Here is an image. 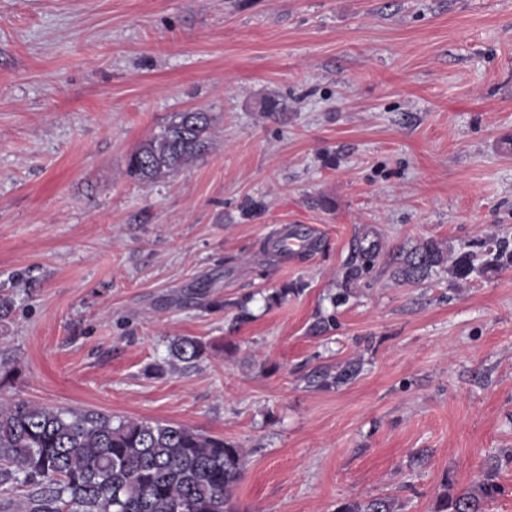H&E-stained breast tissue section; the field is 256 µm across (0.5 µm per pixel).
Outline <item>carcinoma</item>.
<instances>
[{
    "label": "carcinoma",
    "instance_id": "carcinoma-1",
    "mask_svg": "<svg viewBox=\"0 0 512 512\" xmlns=\"http://www.w3.org/2000/svg\"><path fill=\"white\" fill-rule=\"evenodd\" d=\"M211 118L179 112L160 133L130 155L126 173L143 184L176 174L207 147ZM380 255L379 244L359 241L344 272L345 284L360 280ZM512 264V241L494 240L478 255L461 250L453 263L467 278ZM448 262V251L429 239L400 261L396 274L419 283ZM206 344L182 336L169 346L164 371L204 358ZM245 466L233 442L174 423L55 408L23 399L0 398V493L23 491V512H237L232 490ZM500 493L494 475L474 489L440 497L435 512H484ZM337 512H393L388 498L354 500Z\"/></svg>",
    "mask_w": 512,
    "mask_h": 512
}]
</instances>
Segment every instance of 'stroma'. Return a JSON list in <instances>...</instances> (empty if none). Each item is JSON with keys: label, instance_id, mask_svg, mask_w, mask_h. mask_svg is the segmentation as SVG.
Instances as JSON below:
<instances>
[{"label": "stroma", "instance_id": "stroma-1", "mask_svg": "<svg viewBox=\"0 0 512 512\" xmlns=\"http://www.w3.org/2000/svg\"><path fill=\"white\" fill-rule=\"evenodd\" d=\"M189 110L212 116L204 154L129 179ZM502 236L512 0H0V284L26 279L0 396L232 441L237 512H434L490 471L485 512H512V265L394 275L425 240ZM364 237L380 256L345 285ZM181 336L208 356L156 373ZM337 512H393V504L388 498L354 500L341 504Z\"/></svg>", "mask_w": 512, "mask_h": 512}]
</instances>
